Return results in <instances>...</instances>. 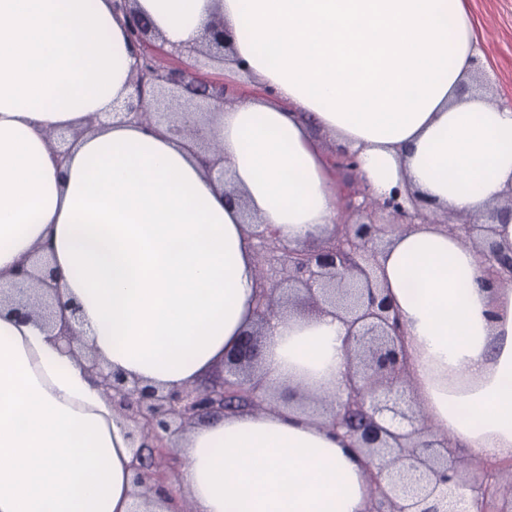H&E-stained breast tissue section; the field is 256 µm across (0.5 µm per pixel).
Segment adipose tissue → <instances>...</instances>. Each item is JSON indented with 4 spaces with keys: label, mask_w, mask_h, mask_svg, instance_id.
<instances>
[{
    "label": "adipose tissue",
    "mask_w": 512,
    "mask_h": 512,
    "mask_svg": "<svg viewBox=\"0 0 512 512\" xmlns=\"http://www.w3.org/2000/svg\"><path fill=\"white\" fill-rule=\"evenodd\" d=\"M165 49L230 34L226 74L255 85L207 128L237 200L189 138L159 124L84 131L58 162L47 135L119 111L133 91L112 0H0V278L47 246L75 329L114 372L178 391L224 362L259 292L239 201L296 248L341 220L328 144L377 198L415 194L483 221L512 187V110L478 90L465 0H136ZM412 394L431 430L512 456V289L441 224L378 243ZM346 327L282 313L265 331L264 390L346 391ZM131 422L33 319L0 311V512H131ZM193 512H366L367 459L298 405L204 418L176 437Z\"/></svg>",
    "instance_id": "obj_1"
}]
</instances>
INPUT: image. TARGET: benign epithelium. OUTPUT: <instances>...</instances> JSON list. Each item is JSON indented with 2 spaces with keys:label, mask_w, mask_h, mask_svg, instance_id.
Here are the masks:
<instances>
[{
  "label": "benign epithelium",
  "mask_w": 512,
  "mask_h": 512,
  "mask_svg": "<svg viewBox=\"0 0 512 512\" xmlns=\"http://www.w3.org/2000/svg\"><path fill=\"white\" fill-rule=\"evenodd\" d=\"M123 2L138 47L132 68L135 95L124 105L123 118L152 125L174 115L173 103L180 99L188 105L200 101L201 113L214 102H224V86L206 80L196 68L199 56L224 58L228 46L223 22H215L204 41L185 56L156 46L151 22L137 13L134 0ZM173 131L210 154L204 159L207 174L224 184V158L213 136L200 124L175 125ZM336 165L348 179L339 192L346 219L336 225L333 236L316 246L288 249L275 229L265 226L255 233L257 255L279 265V279L261 289L252 329L225 357L223 378L214 383L166 392L112 373L89 350L75 352L77 307L62 302L43 248L19 264L10 282L0 281V307L8 305L21 317L34 318L54 331L55 339L66 343L78 365L137 424L141 444L135 450L133 468L139 496L147 498L168 483L162 467L175 459L172 439L190 424L245 405L263 407L267 396L258 393L255 373L263 361L264 330L281 310L302 305L340 318L348 326V385L346 393L330 403L328 426L349 436L368 458L374 496L367 512H489L490 502L499 493L500 476L506 471L512 475L511 458L471 464L448 447V438L439 437L425 424L401 360L399 315L370 273L382 232L376 215L384 214L395 224L425 221L433 215L414 197L409 198L414 212H408L397 190L386 201L371 197L354 160L345 152L336 154ZM489 218L494 224L512 222V187L503 203L489 211ZM460 224L469 231L465 236L469 241L476 239L470 232L488 230L461 216L451 228ZM476 240L485 247L483 256L492 261L495 283L512 286V254L501 251L486 235Z\"/></svg>",
  "instance_id": "obj_1"
}]
</instances>
